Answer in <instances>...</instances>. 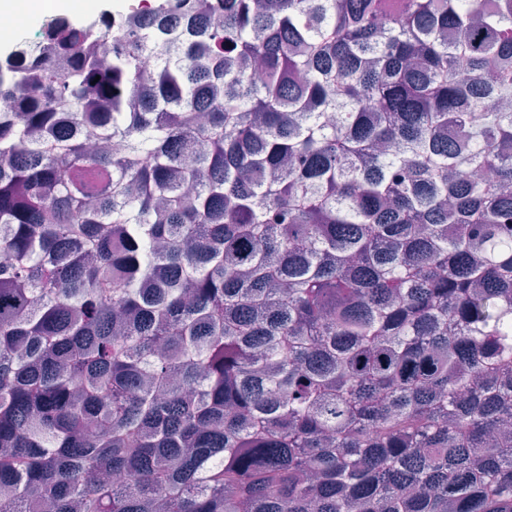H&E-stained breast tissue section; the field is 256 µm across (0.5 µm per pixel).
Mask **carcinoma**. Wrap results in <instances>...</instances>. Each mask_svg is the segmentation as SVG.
Listing matches in <instances>:
<instances>
[{"label":"carcinoma","mask_w":512,"mask_h":512,"mask_svg":"<svg viewBox=\"0 0 512 512\" xmlns=\"http://www.w3.org/2000/svg\"><path fill=\"white\" fill-rule=\"evenodd\" d=\"M146 8L0 58V512H512V0Z\"/></svg>","instance_id":"obj_1"}]
</instances>
